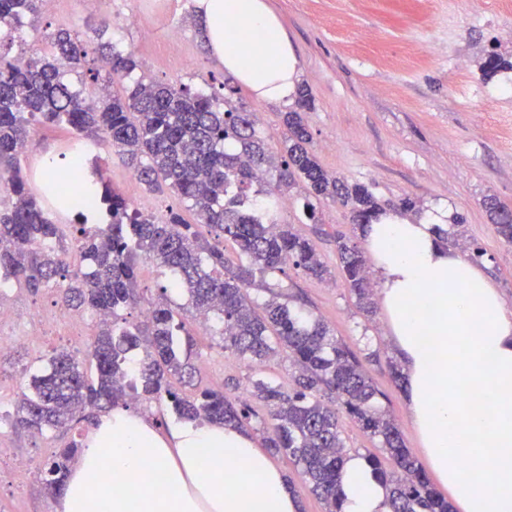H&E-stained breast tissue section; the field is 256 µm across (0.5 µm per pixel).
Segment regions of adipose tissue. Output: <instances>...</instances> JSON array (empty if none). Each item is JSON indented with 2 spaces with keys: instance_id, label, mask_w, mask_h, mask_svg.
Segmentation results:
<instances>
[{
  "instance_id": "1",
  "label": "adipose tissue",
  "mask_w": 512,
  "mask_h": 512,
  "mask_svg": "<svg viewBox=\"0 0 512 512\" xmlns=\"http://www.w3.org/2000/svg\"><path fill=\"white\" fill-rule=\"evenodd\" d=\"M210 53L260 101L295 99L298 59L265 0H195ZM394 213L366 230L388 334L426 459L458 512H512V308L481 268ZM341 512H389L365 460L347 458ZM54 512H299L286 478L230 425L160 430L118 408L90 427Z\"/></svg>"
}]
</instances>
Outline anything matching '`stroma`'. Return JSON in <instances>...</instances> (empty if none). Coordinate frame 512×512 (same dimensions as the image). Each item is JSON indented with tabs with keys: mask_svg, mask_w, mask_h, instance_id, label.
Masks as SVG:
<instances>
[{
	"mask_svg": "<svg viewBox=\"0 0 512 512\" xmlns=\"http://www.w3.org/2000/svg\"><path fill=\"white\" fill-rule=\"evenodd\" d=\"M279 15L299 60L300 81L313 98L305 114L310 147L330 174L369 185L383 210H400L402 200L414 203L410 218L419 219L440 206L463 217L459 233L481 247L485 275L512 305V244L496 233L485 208L487 198L512 207V69L484 76L489 52L512 62V0H267ZM137 13L138 24L126 17ZM107 25L113 39L133 50L145 77L195 89H231L234 104L257 116L256 129L272 147H279L286 129L281 103L257 101L228 76L211 56L200 32L194 0H43L41 11L26 30L27 44L13 56L29 54V44L60 28L85 32ZM63 126L35 124L20 157L26 178H34L41 158L66 156L72 139ZM103 179L132 206L161 215L182 211L195 222L174 193L150 191L129 180V169L106 142H99ZM299 196L290 193L279 216L310 238L334 275L329 283L287 268L270 277L274 292L311 311L327 323L359 357L383 394L381 407L398 425L405 444L419 452L421 444L410 422L405 392L391 380L399 360L385 339L384 313L368 318L341 274L336 252L339 236L363 242L347 209L333 202L320 207V222L300 220ZM12 306L10 320L0 325V341L11 343L0 355V412L11 410L27 367L54 351L68 350L87 358L98 331L91 314H77L57 302L55 290L4 291ZM54 318L44 335L29 337L33 323ZM195 346L192 396L205 389L235 396L250 391L258 375L291 384L287 359L274 358L262 369L221 350L217 337L191 312L183 314ZM84 425L41 435L0 424V446L12 452L0 460V512H54L35 470L66 446Z\"/></svg>",
	"mask_w": 512,
	"mask_h": 512,
	"instance_id": "35a3bbf8",
	"label": "stroma"
}]
</instances>
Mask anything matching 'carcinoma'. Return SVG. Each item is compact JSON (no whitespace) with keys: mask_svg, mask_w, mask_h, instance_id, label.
Segmentation results:
<instances>
[{"mask_svg":"<svg viewBox=\"0 0 512 512\" xmlns=\"http://www.w3.org/2000/svg\"><path fill=\"white\" fill-rule=\"evenodd\" d=\"M40 0H0V178L7 199L0 201V286L15 283L34 292L61 290L73 309L105 316L92 349L91 369L60 351L30 370L29 382L9 416L12 426L38 433L67 427L88 408L128 407L166 396L181 421L250 425L256 411L245 399L203 390L188 397L169 377L192 378L191 341L180 342L183 307L158 299L144 321L129 322L123 311L138 303L139 257L144 255L173 275L205 322L219 320L218 346L250 363L263 364L282 353L295 368L294 388L259 377L251 395L263 402L274 435L266 447L286 453L300 468L311 492L340 510V471L347 459L342 419L352 420L393 462L390 470L375 455L365 460L388 491L391 512H449L448 498L432 485L406 447L392 419L377 407L382 392L350 348L322 320L292 308L275 294L259 307L248 294L256 279L292 265L307 276L327 280L331 271L313 242L278 221L280 195L302 185L305 220L319 221L325 199L349 208L359 229L377 220L380 206L370 188L330 175L310 150L302 110L311 108L301 85L296 109L284 113L288 130L280 156L257 135L256 116L203 90L138 77L125 95L112 94V79L138 68L134 53L112 41H93L76 29H60L51 49H35L20 63L10 57L16 35L39 13ZM99 85L85 95L84 78ZM34 124L64 125L76 138L106 135L117 155L153 191L169 189L214 233L210 242L198 224L178 211L157 217L132 207L102 183L96 162L71 171L85 198L99 197L106 221L66 224L53 198L31 187L18 167ZM488 211L498 236L512 244V209L490 200ZM74 232L72 254L60 245ZM229 241L238 262L224 256ZM336 247L347 287L365 315L374 313L365 259L351 238ZM143 349L136 367L128 353ZM81 441L72 440L40 467L50 495L66 483Z\"/></svg>","mask_w":512,"mask_h":512,"instance_id":"obj_1","label":"carcinoma"}]
</instances>
